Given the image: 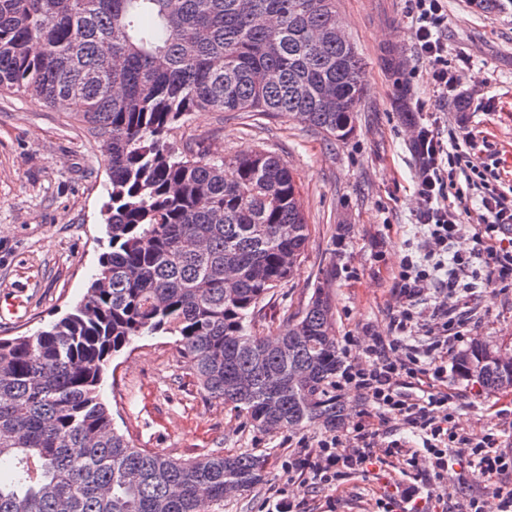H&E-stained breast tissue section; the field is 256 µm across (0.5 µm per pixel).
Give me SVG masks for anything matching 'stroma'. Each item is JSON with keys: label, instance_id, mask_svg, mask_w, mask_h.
I'll list each match as a JSON object with an SVG mask.
<instances>
[{"label": "stroma", "instance_id": "obj_1", "mask_svg": "<svg viewBox=\"0 0 512 512\" xmlns=\"http://www.w3.org/2000/svg\"><path fill=\"white\" fill-rule=\"evenodd\" d=\"M348 37L365 67V91L354 130L337 141L294 117L192 113L176 131L178 148L232 157L247 149L277 153L287 162L309 227L291 279L270 294L261 311L263 335L279 333L316 286L332 302L337 339L355 336L360 356L371 336L389 333L397 310L393 277L403 242L420 207L413 185L416 105L433 103L417 54L409 0H336ZM457 64L459 103L442 114L460 143L475 142V158L495 168L512 189V0L491 11L474 0H448L445 31ZM395 53L397 66L384 61ZM108 171L84 127L42 101L0 91V338L31 334L83 297L99 267L102 206ZM470 340L512 351V295L489 284L470 301ZM448 355L445 384L457 427L477 433L512 412V389L490 393L460 379ZM112 424L138 447L175 459L223 451L253 454L265 477L224 499L221 512H267L288 497L298 512H376L375 499L400 481L391 465L348 476L340 490L289 479L288 459L316 452L327 428L266 433L245 414L206 399L193 382L189 359L171 336H144L115 356L101 385Z\"/></svg>", "mask_w": 512, "mask_h": 512}]
</instances>
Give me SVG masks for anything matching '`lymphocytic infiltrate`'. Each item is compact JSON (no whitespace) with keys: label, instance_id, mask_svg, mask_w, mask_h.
<instances>
[{"label":"lymphocytic infiltrate","instance_id":"obj_1","mask_svg":"<svg viewBox=\"0 0 512 512\" xmlns=\"http://www.w3.org/2000/svg\"><path fill=\"white\" fill-rule=\"evenodd\" d=\"M410 2L429 83L439 101H456L457 78L443 37L448 25L445 0ZM412 148L419 161L415 191L422 207L395 277L402 305L390 322L389 337H373L364 363L348 364L336 381L337 391L360 392L369 409L352 425L319 441L317 453L293 456L288 471L337 489L348 475L398 457L403 475L424 478L402 490L407 512H430L431 503H443L447 496L445 473L463 460L471 477L493 495L457 493L454 512H512V450L501 448L498 433L459 431L453 423L452 397L441 387L445 355L465 340L464 310L478 272H485L487 281L501 291L512 290V199L474 164L455 135L445 134L439 116L419 123ZM470 196L478 198L479 208L466 215L460 204ZM468 223L479 228L477 245L461 251L455 244ZM430 282L445 290L446 297L432 310L436 333L415 346L407 338L422 327L417 305ZM392 422L400 438L381 440L380 427Z\"/></svg>","mask_w":512,"mask_h":512}]
</instances>
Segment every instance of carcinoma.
Returning a JSON list of instances; mask_svg holds the SVG:
<instances>
[{"label": "carcinoma", "instance_id": "carcinoma-1", "mask_svg": "<svg viewBox=\"0 0 512 512\" xmlns=\"http://www.w3.org/2000/svg\"><path fill=\"white\" fill-rule=\"evenodd\" d=\"M335 0H0V90L86 124L109 172L108 251L83 299L32 335L0 338V512H218L224 483L262 479L251 454L172 459L112 424L99 385L141 336L176 338L198 390L265 432L340 426L328 294L315 287L275 342L255 311L293 274L308 224L288 164L177 151L194 112L299 116L352 132L364 63L336 38ZM455 361L512 387V371Z\"/></svg>", "mask_w": 512, "mask_h": 512}]
</instances>
